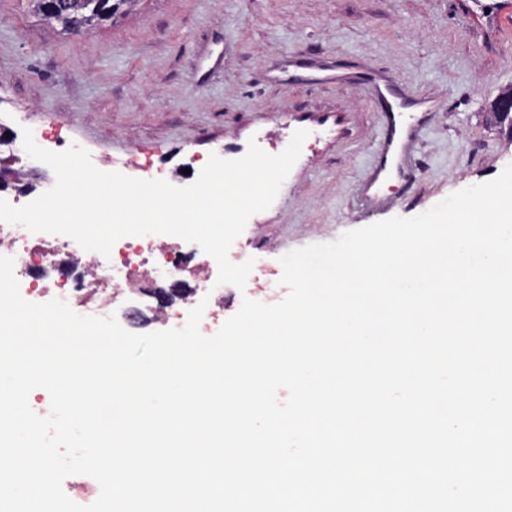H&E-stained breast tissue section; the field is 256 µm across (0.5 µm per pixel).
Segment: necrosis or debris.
<instances>
[{"instance_id":"necrosis-or-debris-1","label":"necrosis or debris","mask_w":512,"mask_h":512,"mask_svg":"<svg viewBox=\"0 0 512 512\" xmlns=\"http://www.w3.org/2000/svg\"><path fill=\"white\" fill-rule=\"evenodd\" d=\"M0 255L14 257L26 301L59 298L81 315L116 316L130 332L182 327L185 315L206 294L210 300L200 330L209 336L222 326L225 311L242 301L236 287L217 284L218 267L210 255L173 235L121 238L106 258L64 235L0 223ZM172 280L184 285L178 297L164 305L147 303L148 288Z\"/></svg>"}]
</instances>
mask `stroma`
Segmentation results:
<instances>
[{
    "mask_svg": "<svg viewBox=\"0 0 512 512\" xmlns=\"http://www.w3.org/2000/svg\"><path fill=\"white\" fill-rule=\"evenodd\" d=\"M341 81H322V67ZM411 104L429 97L409 176L363 186L384 119L373 84ZM512 90V0H138L128 14L60 33L30 0H0V113L93 154L164 168L193 183L210 154L249 139L301 154L247 237L266 255L335 241L393 216L419 215L512 164V127L489 114Z\"/></svg>",
    "mask_w": 512,
    "mask_h": 512,
    "instance_id": "obj_1",
    "label": "stroma"
}]
</instances>
